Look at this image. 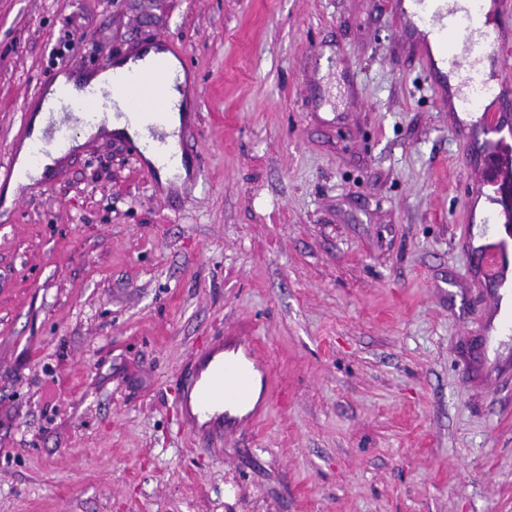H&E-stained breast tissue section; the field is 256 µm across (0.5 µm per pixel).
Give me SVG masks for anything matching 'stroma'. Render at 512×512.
Masks as SVG:
<instances>
[{
    "label": "stroma",
    "mask_w": 512,
    "mask_h": 512,
    "mask_svg": "<svg viewBox=\"0 0 512 512\" xmlns=\"http://www.w3.org/2000/svg\"><path fill=\"white\" fill-rule=\"evenodd\" d=\"M397 0H0V170L68 63L174 43L200 179L88 139L5 200L0 512H512V376L474 317L475 171ZM259 336L258 426L180 384Z\"/></svg>",
    "instance_id": "stroma-1"
}]
</instances>
